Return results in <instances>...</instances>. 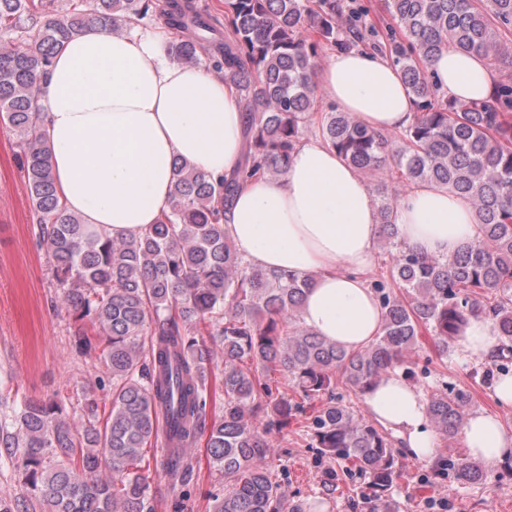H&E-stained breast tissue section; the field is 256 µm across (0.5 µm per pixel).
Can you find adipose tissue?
Instances as JSON below:
<instances>
[{"instance_id":"1","label":"adipose tissue","mask_w":512,"mask_h":512,"mask_svg":"<svg viewBox=\"0 0 512 512\" xmlns=\"http://www.w3.org/2000/svg\"><path fill=\"white\" fill-rule=\"evenodd\" d=\"M174 32L132 26L113 33L93 24L55 53L38 99L61 204L114 238L142 234L168 211L175 161L213 177L242 164L244 112L223 75L181 64ZM430 69L440 92L459 101L490 97L497 74L478 55L442 52ZM318 95L360 124L397 132L415 104L397 68L359 49L332 54L316 68ZM398 237L427 256L452 257L475 235L471 205L448 187L407 189L395 212ZM224 233L248 263L310 275L300 318L320 336L354 351L377 336L384 310L369 286L379 219L361 174L320 135L301 140L280 179L244 184L224 217ZM368 413L402 439L407 453L433 460L437 436L422 393L391 372L364 394ZM463 440L489 464L512 458V432L500 418L472 414Z\"/></svg>"}]
</instances>
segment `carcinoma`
<instances>
[{"label": "carcinoma", "instance_id": "obj_1", "mask_svg": "<svg viewBox=\"0 0 512 512\" xmlns=\"http://www.w3.org/2000/svg\"><path fill=\"white\" fill-rule=\"evenodd\" d=\"M43 0H0V124L18 140L24 176L51 257L60 299L76 323V351L108 368L111 406L83 393V429L55 400L28 401L0 423V457L22 494H0V512H155L146 449L162 444L173 485H189L200 437L224 472L211 512H306L273 479L269 435L298 418L329 462L323 492L349 480L351 512H400L393 488L401 449L382 426L345 402L384 374L416 381L419 337L444 354L472 316L495 320L512 343V79L482 102L439 95L426 64L444 49L512 64V0H385L369 19L364 0H224V27L196 0H68L42 19ZM162 21L189 33L174 55L229 78L246 116L240 171L215 179L186 162L173 168L169 211L142 235L93 231L59 202L41 130L40 85L55 49L90 24L113 32ZM389 57L415 97L413 122L371 130L345 112L321 115L319 133L373 178L386 272L370 281L385 310L365 349L346 352L305 326L300 307L312 277L249 265L224 237V212L240 186L283 176L310 121L313 74L325 47ZM447 186L473 208L478 235L451 258L416 253L398 239L394 208L413 183ZM224 352L213 369L212 344ZM223 414L206 423L213 377ZM469 390L443 383L426 399L431 427L455 438ZM434 475L483 480V464L436 455Z\"/></svg>", "mask_w": 512, "mask_h": 512}]
</instances>
